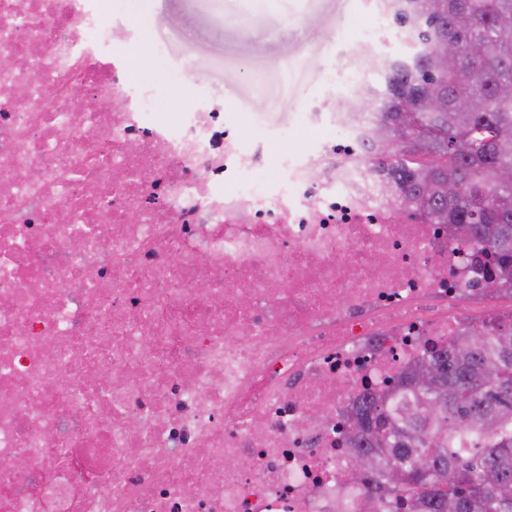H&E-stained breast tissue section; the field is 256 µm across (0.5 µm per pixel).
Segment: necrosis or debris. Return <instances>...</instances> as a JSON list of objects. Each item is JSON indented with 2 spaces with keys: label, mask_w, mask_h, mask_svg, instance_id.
<instances>
[{
  "label": "necrosis or debris",
  "mask_w": 512,
  "mask_h": 512,
  "mask_svg": "<svg viewBox=\"0 0 512 512\" xmlns=\"http://www.w3.org/2000/svg\"><path fill=\"white\" fill-rule=\"evenodd\" d=\"M364 9L298 156L220 102L158 120L90 0H0V512H350L345 411L512 323L336 109L404 36Z\"/></svg>",
  "instance_id": "necrosis-or-debris-1"
}]
</instances>
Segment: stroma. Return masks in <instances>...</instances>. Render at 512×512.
Returning a JSON list of instances; mask_svg holds the SVG:
<instances>
[{
  "instance_id": "1",
  "label": "stroma",
  "mask_w": 512,
  "mask_h": 512,
  "mask_svg": "<svg viewBox=\"0 0 512 512\" xmlns=\"http://www.w3.org/2000/svg\"><path fill=\"white\" fill-rule=\"evenodd\" d=\"M125 29L132 78L155 84L160 115L191 96L223 101L275 148L305 151L303 104L326 91L337 40L355 36L362 0H94ZM290 61L288 73L278 63Z\"/></svg>"
}]
</instances>
